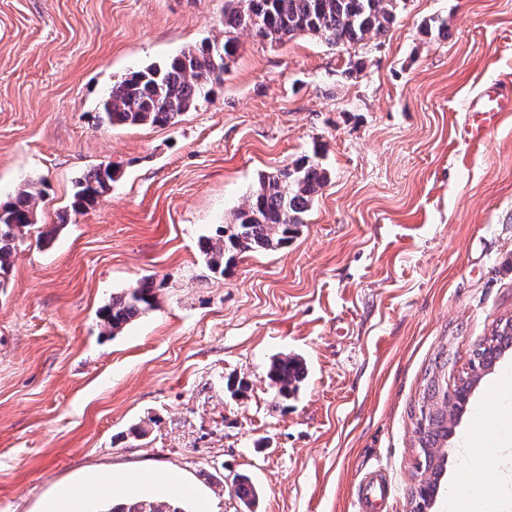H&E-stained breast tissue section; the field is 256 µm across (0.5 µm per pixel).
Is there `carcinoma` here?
Returning a JSON list of instances; mask_svg holds the SVG:
<instances>
[{"label": "carcinoma", "mask_w": 512, "mask_h": 512, "mask_svg": "<svg viewBox=\"0 0 512 512\" xmlns=\"http://www.w3.org/2000/svg\"><path fill=\"white\" fill-rule=\"evenodd\" d=\"M401 0H228L224 10V41L203 42L188 46L159 64H150L127 74L112 85L101 103L102 119L112 126L173 124L183 113L207 98L209 86L224 76L238 50L235 34L250 31L272 42H281L300 34L322 39L330 46L357 44L368 36H383L396 21ZM326 167L304 155L290 164L259 177L245 202L237 208L231 221L216 234L202 239L201 252L215 272L237 256L255 251H276L288 246L303 224V215L326 185ZM116 169L100 164L87 171L77 182L72 209L82 212L112 190ZM42 189L34 181L26 182L6 202H0V284L12 269L16 240L36 224L38 200ZM157 304L154 281L144 279L119 295L100 311L104 333L119 334L136 317ZM501 336H512V318L492 332V337L473 353L478 363L484 347ZM449 359L435 366L429 374L422 401L415 413V430L419 434L420 468L431 473L411 502L423 512L435 501L442 466L440 457L427 452L436 447V438H448V421L442 409L448 404L445 380ZM306 376L303 359L298 356L276 357L268 378L283 399L298 392ZM237 498L250 509L257 491L246 474L233 477ZM105 512H185L178 502L166 498H132L114 504Z\"/></svg>", "instance_id": "1"}]
</instances>
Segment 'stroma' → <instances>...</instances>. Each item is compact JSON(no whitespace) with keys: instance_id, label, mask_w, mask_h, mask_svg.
Masks as SVG:
<instances>
[{"instance_id":"35a3bbf8","label":"stroma","mask_w":512,"mask_h":512,"mask_svg":"<svg viewBox=\"0 0 512 512\" xmlns=\"http://www.w3.org/2000/svg\"><path fill=\"white\" fill-rule=\"evenodd\" d=\"M226 4L0 0V199L43 190L0 285V512H43L90 473L168 468L197 491L188 512H245L238 473L257 512H361L370 472L390 483L383 512H409L427 371L448 354L456 383L512 317V116L474 138L467 112L486 85L512 94V0H403L386 35L344 47L245 32L175 124L99 121L131 71L223 39ZM313 153L330 180L288 247L210 270L200 238ZM101 163L118 182L73 213ZM145 277L158 307L103 335L100 310ZM285 354L308 375L284 400L267 370ZM509 372L512 349L451 418L442 485L512 491V443L469 458L461 442L512 433ZM234 492L237 498L245 505L249 511L256 503L257 491L251 480L246 474H236L233 477Z\"/></svg>"}]
</instances>
